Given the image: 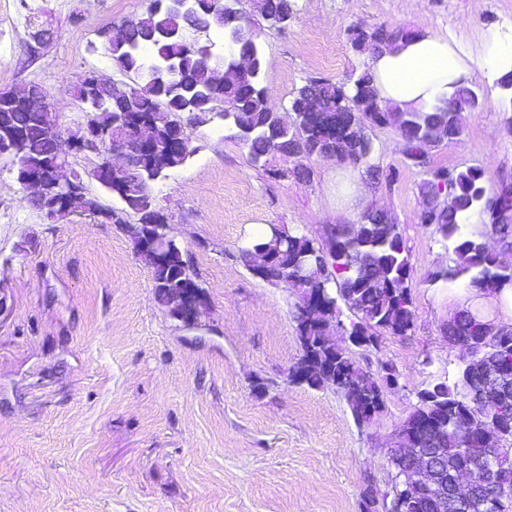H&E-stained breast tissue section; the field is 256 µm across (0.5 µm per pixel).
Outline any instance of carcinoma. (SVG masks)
I'll return each mask as SVG.
<instances>
[{
  "instance_id": "obj_1",
  "label": "carcinoma",
  "mask_w": 512,
  "mask_h": 512,
  "mask_svg": "<svg viewBox=\"0 0 512 512\" xmlns=\"http://www.w3.org/2000/svg\"><path fill=\"white\" fill-rule=\"evenodd\" d=\"M223 2L214 11L203 13V29L215 26L223 33L233 28L241 31L239 51L250 54L260 48V31L246 19L228 21L222 12ZM168 0H149L145 12L135 18L123 20L102 31L105 45L116 69L138 74L139 82L125 90L122 106L104 104L99 116L102 125L112 127V137H138L160 144L169 130L172 112L209 113L221 104L226 108L224 120L243 128L247 135L243 142L249 160L256 167L266 166L267 156L293 154L290 168L273 172L278 178L310 179V172L297 160L321 151L330 138L336 142V153L352 159V166L369 164L373 151L367 134L370 126H391L402 137L405 155L412 156L411 148L421 144L430 151L435 142L431 134L440 129L448 140L457 141L463 133L462 116L477 107L478 97L473 89L460 87L454 94L437 102L427 111L380 112L378 94L370 69L350 74L343 82L311 79L298 90L291 110L295 121L287 125L268 100L260 84V77L250 69L241 70L233 77L219 82L214 79L212 67L202 55L211 49L186 36L192 25L172 12ZM290 0H262L265 19L272 16H291ZM411 36L403 28L376 27L370 30L355 28L351 31L352 45L366 48L369 53L380 52ZM320 102L322 111L302 112L305 97ZM58 127L52 110L17 105L0 107V136L8 131L26 136L27 148L17 159L13 171L17 178L28 173L50 174L53 165L47 146V136ZM146 156L138 160L123 174L112 180L109 188L121 202V208L112 210L108 219L122 224L134 243L138 257L152 270L155 299L167 310L172 319L176 314L169 305V289L183 275H197L188 250L175 242L167 246L165 261L159 262L155 252L143 242L139 233L141 224H165L167 216L157 206L153 187L161 177L149 167ZM421 187L422 210L420 221L432 227L443 238L454 243L456 265L441 270L435 278L453 280L464 273H473L470 283L476 287H512V184L504 183L490 195L484 185V173L477 167L450 172L434 169ZM132 213L136 223L129 224L124 215ZM472 214L494 222L502 251L488 252L480 233L464 234L461 221ZM332 244L325 248L315 239L299 231L268 228L265 235L251 241L240 250L239 258L250 272L255 270L257 253L268 256L262 272L263 280L279 283L302 271V279L292 283L301 290L296 311L298 339L302 357L313 353L317 361L309 367L305 385L320 389L324 385L325 366L336 367V377L350 383L345 399L354 421L359 426L369 423L384 409V393L371 371L363 368L350 354L346 344L332 339L334 327L341 324L340 307L323 321L306 322L305 312L317 290L336 281V292L330 293L334 302H342L357 320L349 330L366 337L377 347L379 332L404 336L413 326L411 298L406 286L409 258L398 225L383 211L369 209L358 224H337L332 233ZM495 323L481 321L469 311H455L441 328L452 344L484 335L485 326ZM492 346L504 358H512V331H498ZM441 403L448 404V417L452 421L441 435L437 447L443 449L442 463L448 473H454L465 453L467 441L472 437L465 428L472 414L483 412V406L466 404L459 400V389L444 382L418 393L413 412L400 426L396 447L390 451V462L399 459L400 448H428L419 424L431 418ZM512 438V424L505 423L489 431L475 442L472 450L495 448L504 436Z\"/></svg>"
}]
</instances>
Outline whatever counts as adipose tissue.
<instances>
[{
  "label": "adipose tissue",
  "instance_id": "1",
  "mask_svg": "<svg viewBox=\"0 0 512 512\" xmlns=\"http://www.w3.org/2000/svg\"><path fill=\"white\" fill-rule=\"evenodd\" d=\"M371 69L382 103L425 110L465 83L470 66L459 46L438 35H416L374 55Z\"/></svg>",
  "mask_w": 512,
  "mask_h": 512
}]
</instances>
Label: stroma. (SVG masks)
I'll return each mask as SVG.
<instances>
[{
	"label": "stroma",
	"mask_w": 512,
	"mask_h": 512,
	"mask_svg": "<svg viewBox=\"0 0 512 512\" xmlns=\"http://www.w3.org/2000/svg\"><path fill=\"white\" fill-rule=\"evenodd\" d=\"M274 27L258 0L235 7L260 29L261 85L279 112L313 78L341 82L362 71L352 27L401 26L478 47L512 32V0H291ZM148 0H0V91L31 83L47 92L62 130L74 129V88L86 72L129 85L100 37L142 14ZM51 36L38 43L33 33ZM479 95L461 139L431 149L429 167L477 166L488 189L512 182V93L482 62ZM188 164L154 187L169 233L188 250L207 293L201 326L173 321L150 269L121 225L91 215L51 219L13 173L0 169V512H360L366 484L389 490L394 436L417 394L458 383L466 352L441 327L469 275L436 281L453 266L451 242L423 227L424 169L411 165L396 129L375 126L370 159L391 182L315 154L306 181L276 180L290 159L253 166L238 131L216 115L187 125ZM428 167V168H429ZM367 193L341 209L336 179ZM387 211L408 250L413 326L383 334L375 378L395 368L399 389L358 426L333 385L292 380L301 356L297 289L251 275L238 250L256 225L282 224L325 242L330 227ZM265 391H256V383Z\"/></svg>",
	"instance_id": "35a3bbf8"
}]
</instances>
